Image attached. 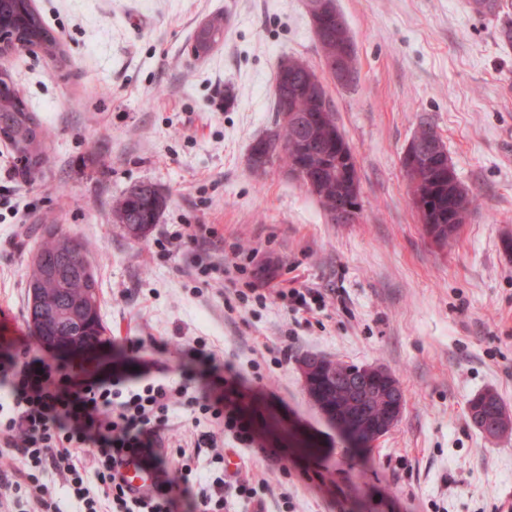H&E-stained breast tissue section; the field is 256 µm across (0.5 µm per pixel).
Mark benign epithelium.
I'll list each match as a JSON object with an SVG mask.
<instances>
[{
    "label": "benign epithelium",
    "instance_id": "7a95c632",
    "mask_svg": "<svg viewBox=\"0 0 512 512\" xmlns=\"http://www.w3.org/2000/svg\"><path fill=\"white\" fill-rule=\"evenodd\" d=\"M345 60V55L338 52L324 62L326 72L340 85L348 84L350 79ZM287 150L288 144L278 142L264 153L252 151L251 166L254 170L261 171L273 165L279 155ZM402 165L405 173L413 175L415 181L422 185L417 197L422 223L432 225L436 220L442 223H460L462 214L453 204H448V210H441L434 217L431 216L432 208L428 205V202L436 200V192L440 188L456 183V174L437 131L430 129L425 138L411 139L405 148ZM288 175L309 188L315 187L329 175L335 177L336 185L349 188V193L336 200V209L332 210L333 217L339 224H352L360 220L361 209L356 193L357 168L353 151L344 140H336V168L316 166L307 160H300L288 171ZM300 369L305 384L308 385L315 379L325 382L324 388L310 389L308 395L326 419L341 431L364 432L370 445L390 429L400 416L403 405L402 390L393 374L383 367L356 366L344 362L331 366L319 357L308 356L300 362ZM338 392L345 394L352 404L361 408L371 399L383 400L387 403V412L371 424L358 423V415L339 416L326 401V397ZM473 422L490 437L512 433V414L503 408L493 407L475 413Z\"/></svg>",
    "mask_w": 512,
    "mask_h": 512
}]
</instances>
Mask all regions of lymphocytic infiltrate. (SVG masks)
<instances>
[{
	"label": "lymphocytic infiltrate",
	"instance_id": "lymphocytic-infiltrate-1",
	"mask_svg": "<svg viewBox=\"0 0 512 512\" xmlns=\"http://www.w3.org/2000/svg\"><path fill=\"white\" fill-rule=\"evenodd\" d=\"M182 373L172 379L165 364L150 362L133 374L103 364L47 358L22 344L0 351V512H227L230 498L256 503L265 479L227 482L214 454L213 469L194 476L186 448H168L166 432L175 411H189L201 441L216 443L227 431L245 445L255 443L237 394L243 388L233 369L202 377L199 363H215L205 345L179 348ZM138 458L161 476L154 489L134 492L122 469ZM181 466L169 472L170 458Z\"/></svg>",
	"mask_w": 512,
	"mask_h": 512
}]
</instances>
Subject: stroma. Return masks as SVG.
Here are the masks:
<instances>
[{
  "label": "stroma",
  "instance_id": "35a3bbf8",
  "mask_svg": "<svg viewBox=\"0 0 512 512\" xmlns=\"http://www.w3.org/2000/svg\"><path fill=\"white\" fill-rule=\"evenodd\" d=\"M336 2L357 49L356 81L326 84L357 161L354 224L331 223L281 164L250 165L275 118L278 59L322 65L306 0H36L65 53L7 62L49 161L21 175L0 139V347L34 338L29 261L55 224L84 242L98 280L110 344L96 359L132 370L125 340L151 338L175 373L176 346L202 337L247 374L256 440L287 473L229 435L202 455L268 479L272 496L248 512H507L512 434L485 436L467 403L491 391L512 411V45L470 0ZM218 12L223 43L194 57L196 29ZM424 117L474 198L445 244L427 235L401 164ZM143 181L167 205L137 239L112 202ZM218 261L275 295L239 297L210 270ZM303 287L331 303L306 313L289 294ZM309 354L400 382V417L367 456L310 401Z\"/></svg>",
  "mask_w": 512,
  "mask_h": 512
}]
</instances>
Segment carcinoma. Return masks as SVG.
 I'll use <instances>...</instances> for the list:
<instances>
[{
    "instance_id": "1",
    "label": "carcinoma",
    "mask_w": 512,
    "mask_h": 512,
    "mask_svg": "<svg viewBox=\"0 0 512 512\" xmlns=\"http://www.w3.org/2000/svg\"><path fill=\"white\" fill-rule=\"evenodd\" d=\"M327 33L317 44L326 58L336 53L342 43L355 46L349 28H336V16L341 14L336 0H323ZM473 10L497 22L500 39L512 45V11L494 10V0H472ZM0 23L10 35L19 40L38 38L45 43L46 54L64 55L63 45L51 33L40 14L30 7L28 0H0ZM288 61V110L311 116L325 111L329 117L324 126L309 121L288 125L281 119V102L274 96L273 128L257 139L254 148L260 149L275 140L288 143V152L279 156L283 167L292 166L296 159H310L321 164L336 159V138L342 136L336 125L326 86H309L308 79L315 70L303 59L284 56L278 63ZM40 124L27 109L18 93L10 86L0 89V133L10 141L21 160L25 161L22 174L41 166L46 160L44 141L34 142ZM339 195L336 181L326 182L314 192L326 213L336 207ZM166 205L165 198L152 183H140L125 192L112 205L116 221L128 234L145 236L158 223ZM47 238L34 253L28 281V322L38 330L37 341L43 347L79 344L90 347L106 335L107 328L100 316L98 282L90 265L84 259V244L64 233L56 225L45 226Z\"/></svg>"
}]
</instances>
